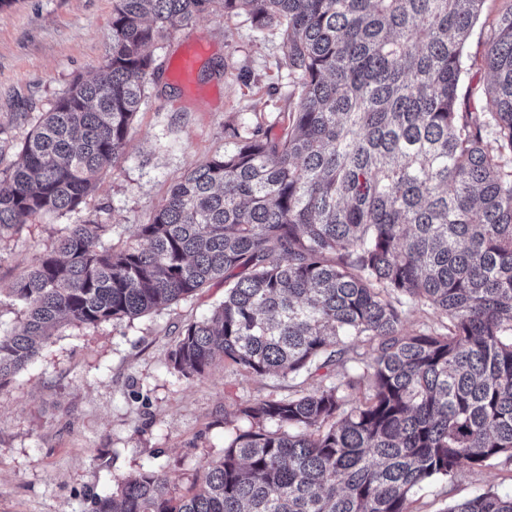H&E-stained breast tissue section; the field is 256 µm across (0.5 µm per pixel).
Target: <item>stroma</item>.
Returning <instances> with one entry per match:
<instances>
[{
    "label": "stroma",
    "instance_id": "35a3bbf8",
    "mask_svg": "<svg viewBox=\"0 0 512 512\" xmlns=\"http://www.w3.org/2000/svg\"><path fill=\"white\" fill-rule=\"evenodd\" d=\"M512 0H485L465 45L468 61L489 48L492 22ZM112 0H0V130L19 146L78 77L97 69L111 42ZM207 48L197 64V94L172 71L187 45ZM279 33L256 30L247 15H201L154 46L157 70L124 154L81 206L52 214L0 239V289L9 290L36 255L77 223L100 214L105 245L129 242L178 177L232 146L240 123L282 133L295 88L279 51ZM224 299L217 283L193 297L98 326L65 325L34 362L0 387V512H91L93 494L146 467L187 491L197 462L223 454L246 420L227 419L236 404L280 398L292 383L217 360L202 377L168 368L187 322L211 315ZM493 488L512 494V470L465 469L417 491L413 512H441Z\"/></svg>",
    "mask_w": 512,
    "mask_h": 512
}]
</instances>
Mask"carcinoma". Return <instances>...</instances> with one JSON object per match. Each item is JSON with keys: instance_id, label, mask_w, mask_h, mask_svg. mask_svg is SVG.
Here are the masks:
<instances>
[{"instance_id": "carcinoma-1", "label": "carcinoma", "mask_w": 512, "mask_h": 512, "mask_svg": "<svg viewBox=\"0 0 512 512\" xmlns=\"http://www.w3.org/2000/svg\"><path fill=\"white\" fill-rule=\"evenodd\" d=\"M484 2L113 0L103 63L0 176V237L80 212L124 154L151 47L200 15L277 27L297 100L279 136L234 130L124 246L101 245L93 215L68 225L10 288L24 321L0 334V388L62 324L134 319L220 280L170 368L201 377L220 357L297 390L237 406L250 427L187 493L148 468L92 512H411L425 485L512 464V6L472 112L464 47ZM416 304L441 330H403ZM442 512H512V495Z\"/></svg>"}]
</instances>
